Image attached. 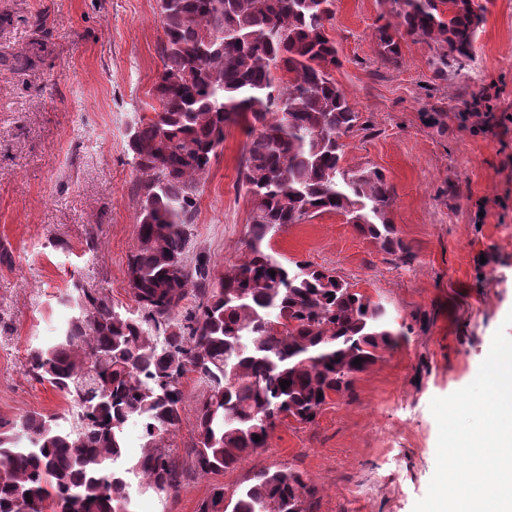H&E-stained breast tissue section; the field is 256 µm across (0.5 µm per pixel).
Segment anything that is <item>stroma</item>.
Returning <instances> with one entry per match:
<instances>
[{
    "instance_id": "35a3bbf8",
    "label": "stroma",
    "mask_w": 512,
    "mask_h": 512,
    "mask_svg": "<svg viewBox=\"0 0 512 512\" xmlns=\"http://www.w3.org/2000/svg\"><path fill=\"white\" fill-rule=\"evenodd\" d=\"M386 0H335L327 34L335 77L360 121L344 136L343 165L376 167L392 187L389 218L412 259L381 249L326 212L270 241L284 261L336 271L381 303L402 328L393 350L332 397L311 424L285 423L238 468L193 465L197 410L207 387L184 379L181 422L168 443L178 490L132 486L137 512H199L213 488L245 486L288 467L317 488L318 512H413L435 470L433 398L470 384L512 311V0H487L470 60L439 44L401 43L399 63L378 51ZM0 417L63 414L69 399L25 364L72 315L73 284L135 309L127 279L139 178L126 134L152 114L162 70L156 0H0ZM250 138L226 128L202 177L188 225L189 254L216 269L244 259L250 204L239 181ZM95 247H88L89 234ZM503 327V326H502Z\"/></svg>"
}]
</instances>
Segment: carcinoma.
<instances>
[{"label": "carcinoma", "mask_w": 512, "mask_h": 512, "mask_svg": "<svg viewBox=\"0 0 512 512\" xmlns=\"http://www.w3.org/2000/svg\"><path fill=\"white\" fill-rule=\"evenodd\" d=\"M333 3L158 0L159 108L127 139L145 176L133 188L137 244L127 267L137 309L123 312L81 287L57 340L29 352L27 374L71 397L72 420L64 427L38 411L0 418V512H17L27 494L31 512H133V478L145 492L177 490L179 467L164 442L180 424L189 372L208 387L194 465L216 472L266 447L277 426L314 421L397 345L403 332L382 304L332 271L282 262L269 246L280 229L333 211L382 249L410 254L387 218L384 173L341 165V138L360 116L334 77L341 61L325 27ZM390 3L393 20L377 29L384 60L398 61L407 36L440 43L457 63L470 57L486 11L479 0ZM280 103L291 110L288 125ZM239 122L250 128L240 170L249 253L216 274L207 256L187 259L186 228L197 176ZM190 294L195 306L185 310ZM130 422L141 426L144 451L127 463ZM316 495L297 472L263 470L229 497L214 489L200 512H317Z\"/></svg>", "instance_id": "obj_1"}]
</instances>
